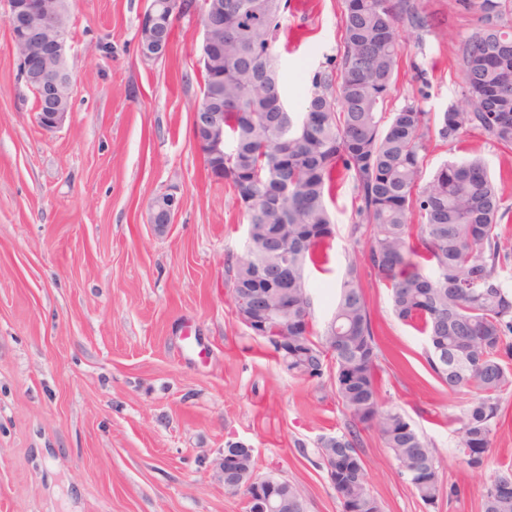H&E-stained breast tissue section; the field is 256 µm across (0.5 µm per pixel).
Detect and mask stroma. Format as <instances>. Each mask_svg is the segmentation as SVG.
Wrapping results in <instances>:
<instances>
[{"label":"stroma","instance_id":"35a3bbf8","mask_svg":"<svg viewBox=\"0 0 512 512\" xmlns=\"http://www.w3.org/2000/svg\"><path fill=\"white\" fill-rule=\"evenodd\" d=\"M425 30L403 28L385 108L459 104V41L476 26L460 0H421ZM145 0H68L74 92L58 130L40 127L9 49L0 2V512H244L217 467L229 442L254 450L257 475L288 480L307 512H342L318 452L350 415L332 372L293 377L235 317L224 268L242 256L247 220L212 181L192 136L202 97L199 14L175 25L169 52L137 51ZM276 44L297 110L315 72L343 53L340 0H290ZM480 157L512 209V154L477 132L431 138L424 176ZM180 189L175 222H148L153 198ZM354 184L328 200L329 261L306 269L323 330L357 265L383 355L385 407L431 441L447 494L424 503L376 433L363 431L371 492L384 512H481L485 485L512 469V390L480 467L459 452L472 391H450L425 361L427 338L399 321L390 291L352 239Z\"/></svg>","mask_w":512,"mask_h":512}]
</instances>
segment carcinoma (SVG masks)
I'll return each mask as SVG.
<instances>
[{
  "label": "carcinoma",
  "mask_w": 512,
  "mask_h": 512,
  "mask_svg": "<svg viewBox=\"0 0 512 512\" xmlns=\"http://www.w3.org/2000/svg\"><path fill=\"white\" fill-rule=\"evenodd\" d=\"M224 10V54L202 65L206 99L224 96V183L253 225L247 251L224 269L235 310L288 301L289 374L320 379L335 369L336 395L352 420L347 432L320 440L343 512H383L370 492L359 428L377 433L419 498L443 491L431 444L407 418L381 403L377 369L382 350L356 267L342 281L331 320L314 329L305 269L334 234L326 196L336 173L351 176L356 206L350 236L370 233L365 259L390 285L394 315L422 325L425 360L452 391L476 397L460 418L459 450L489 448L512 388V293L499 270L508 260L499 226L508 215L483 161L446 163L423 176L428 113L408 104L386 117L395 81L400 26L427 27L419 0H341L344 50L338 66L313 75L302 109L281 104L280 71L272 47L289 0H217ZM478 24L461 42L464 101L443 112L435 134L454 142L477 130L512 152V0H468ZM421 224L412 227L411 215ZM288 252V273L277 260ZM427 255L431 271L413 261ZM348 451L357 465L335 477L328 460ZM276 498L288 512H307L296 487L281 479ZM482 512H512V470L485 487Z\"/></svg>",
  "instance_id": "obj_1"
}]
</instances>
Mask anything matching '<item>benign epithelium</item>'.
<instances>
[{
  "instance_id": "obj_1",
  "label": "benign epithelium",
  "mask_w": 512,
  "mask_h": 512,
  "mask_svg": "<svg viewBox=\"0 0 512 512\" xmlns=\"http://www.w3.org/2000/svg\"><path fill=\"white\" fill-rule=\"evenodd\" d=\"M64 0H6L5 19L10 30V51L19 61L20 77L24 84L39 92L41 104L38 123L45 130H55L65 123L70 113L74 86L66 68L69 49L63 22ZM203 37L198 61L207 60V52L220 46L215 31H224V15L202 8ZM171 38L166 36L165 23L149 2L140 15L138 50L141 57L154 60L166 54ZM194 139L197 147H208L213 158L224 150V113L204 110L193 113ZM180 207L175 193H167L150 204L148 222L159 230L174 223ZM282 321V335L276 337L279 353H288V306L276 311ZM238 320L254 335L261 337L267 329L271 312L245 308ZM240 481L255 486L252 494L243 497L245 512H269L268 499L262 488L273 483L268 477L242 476Z\"/></svg>"
}]
</instances>
